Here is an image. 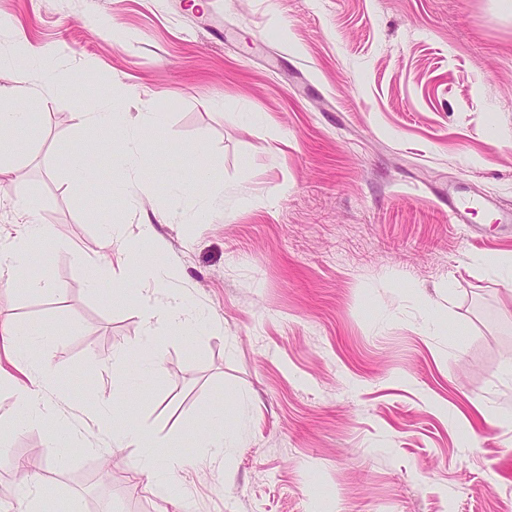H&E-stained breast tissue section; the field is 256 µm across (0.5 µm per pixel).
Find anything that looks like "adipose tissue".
Wrapping results in <instances>:
<instances>
[{
  "mask_svg": "<svg viewBox=\"0 0 512 512\" xmlns=\"http://www.w3.org/2000/svg\"><path fill=\"white\" fill-rule=\"evenodd\" d=\"M24 92V86L19 84L0 87V134L6 135L19 151L27 147L35 124L34 114L17 105ZM77 118L83 124L105 130L116 127L133 129L141 140L151 139L163 123L162 113L150 109L135 114L125 111L108 93L97 95L84 112L78 113ZM20 209L22 217L14 226L12 240L0 245V271H9L21 290H49V283L28 277L29 269L37 260L28 244L35 240H54L56 231L32 217L28 202H21ZM103 232L106 238L117 242L119 253L128 258L132 267L131 279L113 287L108 299L118 305L126 302L130 296H137L144 334L137 353L138 375L113 372L112 398L100 405L96 422L100 429L111 434L113 442L119 447L139 449L137 474L145 477L146 486L153 494L168 500L173 496V475L184 465L185 459L176 450H159L146 429L137 422L133 413L140 400L137 383L139 376L157 373L161 368L156 350L157 327L163 326L174 335L190 338L198 332L197 322L188 315L180 299L174 298L163 304L154 296L155 287L163 285L166 279L167 265L158 260L147 264L138 260L140 244L156 239L151 221L139 224L138 236L132 242L120 241L111 225H104ZM45 343V330L25 327L9 320L0 321V348L22 367V374L18 377L0 369V388H9L14 397L13 411L5 420V427L17 428L21 423L32 421L34 415L40 412L42 393L53 381L51 373L38 356L39 348Z\"/></svg>",
  "mask_w": 512,
  "mask_h": 512,
  "instance_id": "adipose-tissue-1",
  "label": "adipose tissue"
}]
</instances>
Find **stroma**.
I'll list each match as a JSON object with an SVG mask.
<instances>
[{
  "label": "stroma",
  "mask_w": 512,
  "mask_h": 512,
  "mask_svg": "<svg viewBox=\"0 0 512 512\" xmlns=\"http://www.w3.org/2000/svg\"><path fill=\"white\" fill-rule=\"evenodd\" d=\"M56 61L69 89L16 56L19 34ZM26 69L23 105L41 121L26 152L0 145V235L28 200L60 230L32 277L0 278V318L51 332L44 393L74 439L63 464L39 423L0 435L52 490L98 512H163L114 452L88 402L136 364L139 306L110 304L82 261L106 254L101 223L134 237L160 224L167 296L214 321L191 340L162 333L159 373L136 416L187 459L188 512H512V252L501 225L448 221V193L512 212V14L498 0H0V86ZM110 91L164 115L144 147L141 208L111 195L109 155L92 190L70 176L72 143L127 133L80 124L82 96ZM218 169L191 198L190 149ZM224 409L235 447L194 444Z\"/></svg>",
  "instance_id": "35a3bbf8"
}]
</instances>
